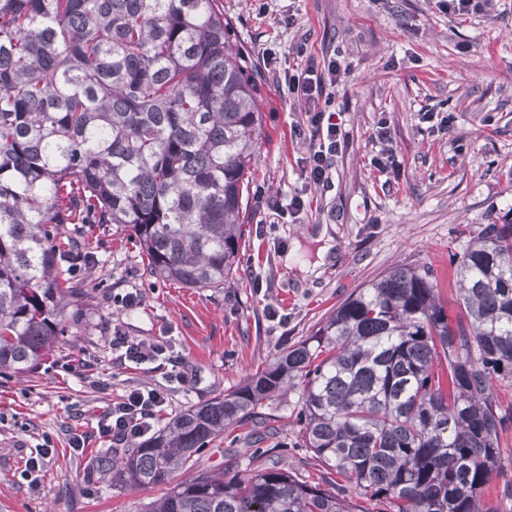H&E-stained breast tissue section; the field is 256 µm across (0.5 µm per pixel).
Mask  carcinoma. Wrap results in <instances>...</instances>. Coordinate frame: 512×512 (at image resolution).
Returning a JSON list of instances; mask_svg holds the SVG:
<instances>
[{"label":"carcinoma","instance_id":"obj_1","mask_svg":"<svg viewBox=\"0 0 512 512\" xmlns=\"http://www.w3.org/2000/svg\"><path fill=\"white\" fill-rule=\"evenodd\" d=\"M263 101L220 0H0V374L82 330L96 292L66 258L79 224H124L152 273L224 287ZM498 384L512 386L510 220L458 258L454 312L433 269L394 267L245 384L132 443L117 474L147 487L191 472L145 512H500ZM291 391L299 446L344 483L270 454L228 480L199 468L204 445L272 422L265 402Z\"/></svg>","mask_w":512,"mask_h":512}]
</instances>
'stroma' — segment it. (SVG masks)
I'll list each match as a JSON object with an SVG mask.
<instances>
[{
  "label": "stroma",
  "instance_id": "1",
  "mask_svg": "<svg viewBox=\"0 0 512 512\" xmlns=\"http://www.w3.org/2000/svg\"><path fill=\"white\" fill-rule=\"evenodd\" d=\"M221 2L266 88L239 267L224 287L185 288L150 272L127 228L82 225L85 277L98 291L85 330L34 372L0 376V512H144L169 486L130 487L111 471L123 449L92 429L113 401L133 388L164 389L157 424L165 426L261 372L395 266L425 263L455 283L454 257L470 238L512 219V0H482L460 15L442 0ZM310 56L336 59L346 72L332 103L346 139L318 188L302 172L315 142L309 116L288 90ZM382 124L399 161L389 175L374 164ZM296 197L304 206L294 213L287 204ZM268 200L277 209H264ZM133 289L136 308L114 305ZM272 310L287 324L270 320ZM116 327L135 341L174 339L187 383L115 363ZM297 399L293 392L269 404L272 437L248 449L245 427L231 426L200 451L201 467L230 477L249 454L271 452L288 471L322 477L295 445ZM75 432L91 435L85 453L68 445ZM44 444L55 453L34 488L21 473Z\"/></svg>",
  "mask_w": 512,
  "mask_h": 512
}]
</instances>
